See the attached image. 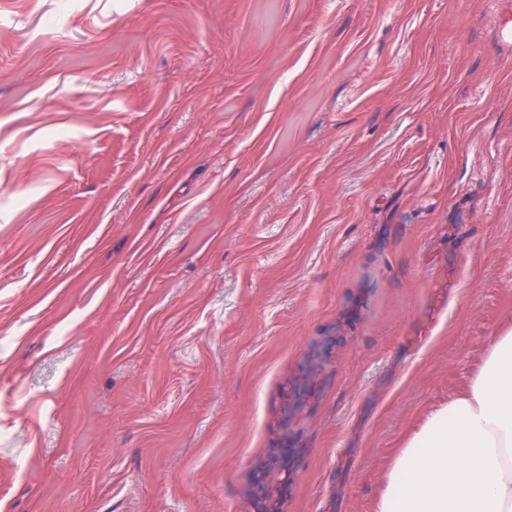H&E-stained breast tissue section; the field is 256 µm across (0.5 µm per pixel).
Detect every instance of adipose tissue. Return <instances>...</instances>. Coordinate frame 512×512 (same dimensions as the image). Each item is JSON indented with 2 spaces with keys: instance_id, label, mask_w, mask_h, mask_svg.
Returning a JSON list of instances; mask_svg holds the SVG:
<instances>
[{
  "instance_id": "ef3b65f1",
  "label": "adipose tissue",
  "mask_w": 512,
  "mask_h": 512,
  "mask_svg": "<svg viewBox=\"0 0 512 512\" xmlns=\"http://www.w3.org/2000/svg\"><path fill=\"white\" fill-rule=\"evenodd\" d=\"M375 512H512V330L394 457Z\"/></svg>"
}]
</instances>
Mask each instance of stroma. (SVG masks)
Listing matches in <instances>:
<instances>
[{
  "instance_id": "35a3bbf8",
  "label": "stroma",
  "mask_w": 512,
  "mask_h": 512,
  "mask_svg": "<svg viewBox=\"0 0 512 512\" xmlns=\"http://www.w3.org/2000/svg\"><path fill=\"white\" fill-rule=\"evenodd\" d=\"M501 0H0V512H374L512 327Z\"/></svg>"
}]
</instances>
